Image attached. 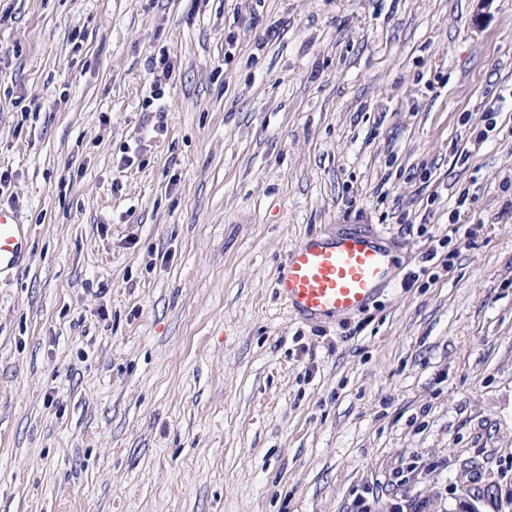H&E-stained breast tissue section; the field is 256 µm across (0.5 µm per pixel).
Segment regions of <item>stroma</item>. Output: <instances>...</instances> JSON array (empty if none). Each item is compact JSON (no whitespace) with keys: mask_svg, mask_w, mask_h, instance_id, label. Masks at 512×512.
<instances>
[{"mask_svg":"<svg viewBox=\"0 0 512 512\" xmlns=\"http://www.w3.org/2000/svg\"><path fill=\"white\" fill-rule=\"evenodd\" d=\"M511 89L512 0H0V512H512ZM345 226L394 278L303 323ZM160 63L163 65L160 71H153L152 78L149 83L150 95L147 98L148 107L155 104V112L166 111L165 103L162 102L164 93L162 92V85L166 84V81L172 76L171 65L165 58L160 59ZM28 237L19 216L0 207V271L29 263ZM394 256L373 233L310 236L293 248L277 289L299 318L327 321L367 307L392 277Z\"/></svg>","mask_w":512,"mask_h":512,"instance_id":"obj_1","label":"stroma"}]
</instances>
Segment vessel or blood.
Here are the masks:
<instances>
[{"label": "vessel or blood", "mask_w": 512, "mask_h": 512, "mask_svg": "<svg viewBox=\"0 0 512 512\" xmlns=\"http://www.w3.org/2000/svg\"><path fill=\"white\" fill-rule=\"evenodd\" d=\"M29 260L28 237L19 216L0 207V270ZM394 264L393 255L374 234L311 236L290 251L277 289L299 318L332 320L367 307L390 281Z\"/></svg>", "instance_id": "obj_1"}]
</instances>
